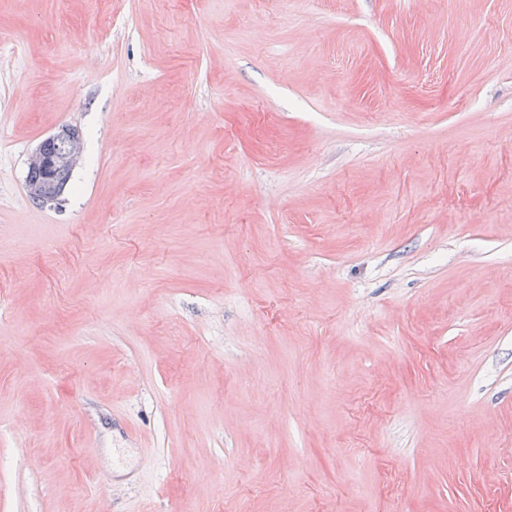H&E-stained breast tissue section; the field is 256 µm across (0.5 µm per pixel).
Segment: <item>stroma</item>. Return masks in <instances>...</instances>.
Returning a JSON list of instances; mask_svg holds the SVG:
<instances>
[{"label": "stroma", "instance_id": "35a3bbf8", "mask_svg": "<svg viewBox=\"0 0 512 512\" xmlns=\"http://www.w3.org/2000/svg\"><path fill=\"white\" fill-rule=\"evenodd\" d=\"M0 37V512H512V0ZM59 141L68 144L66 155L60 156L53 148ZM82 137L77 128L62 126L55 134L43 139L30 154L27 167L29 173L37 171L40 175V188L50 185L52 193H45L42 197L44 205L58 203L70 180L73 169L82 156Z\"/></svg>", "mask_w": 512, "mask_h": 512}]
</instances>
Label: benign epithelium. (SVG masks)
Returning a JSON list of instances; mask_svg holds the SVG:
<instances>
[{
  "instance_id": "7a95c632",
  "label": "benign epithelium",
  "mask_w": 512,
  "mask_h": 512,
  "mask_svg": "<svg viewBox=\"0 0 512 512\" xmlns=\"http://www.w3.org/2000/svg\"><path fill=\"white\" fill-rule=\"evenodd\" d=\"M59 141L68 144L67 154L61 156L53 145ZM82 137L78 129L61 127L55 134L43 139L30 154L27 167L29 172H38L41 178L39 187L52 186V193L45 194L43 203L54 204L59 201L70 180L73 169L82 156Z\"/></svg>"
}]
</instances>
